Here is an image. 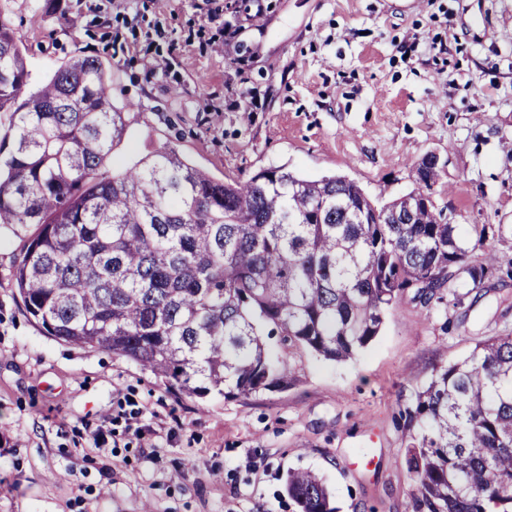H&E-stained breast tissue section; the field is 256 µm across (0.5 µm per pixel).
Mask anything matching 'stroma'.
<instances>
[{"label":"stroma","instance_id":"1","mask_svg":"<svg viewBox=\"0 0 512 512\" xmlns=\"http://www.w3.org/2000/svg\"><path fill=\"white\" fill-rule=\"evenodd\" d=\"M28 91L76 55L107 64L120 169L162 145L217 179L343 175L374 202L420 190L456 224H499L512 267V0H0ZM158 64L148 74L147 63ZM0 229V512H296L310 469L339 512H413L401 416L432 366L512 329V277L427 317L405 298L356 360L297 347L285 390L175 396L104 350L45 336Z\"/></svg>","mask_w":512,"mask_h":512}]
</instances>
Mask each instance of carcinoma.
<instances>
[{
	"instance_id": "carcinoma-1",
	"label": "carcinoma",
	"mask_w": 512,
	"mask_h": 512,
	"mask_svg": "<svg viewBox=\"0 0 512 512\" xmlns=\"http://www.w3.org/2000/svg\"><path fill=\"white\" fill-rule=\"evenodd\" d=\"M29 77L0 18V228L26 237L24 308L54 340L125 357L175 394L287 389L290 347L353 360L400 299L445 311L500 271L501 227L467 239L432 200L378 205L345 176L221 181L170 146L111 175L126 122L102 60L74 58L24 97ZM406 418L414 512H512L511 330L433 367ZM286 488L297 512H336L311 471Z\"/></svg>"
}]
</instances>
